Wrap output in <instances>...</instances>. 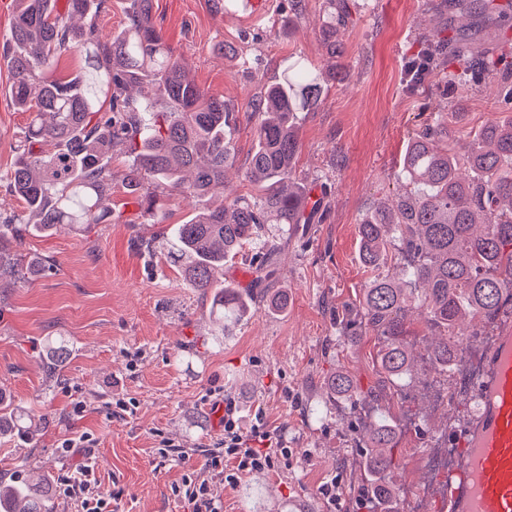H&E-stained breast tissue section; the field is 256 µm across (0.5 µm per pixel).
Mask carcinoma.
Segmentation results:
<instances>
[{
	"label": "carcinoma",
	"instance_id": "1",
	"mask_svg": "<svg viewBox=\"0 0 512 512\" xmlns=\"http://www.w3.org/2000/svg\"><path fill=\"white\" fill-rule=\"evenodd\" d=\"M13 25L3 43L12 76V101L29 113L17 159L7 175L23 210L0 224V277L27 281L31 265L19 248L27 228L53 232L112 223L103 205L112 195V152L130 155L124 185L142 191L143 213L156 216L158 194L206 197L224 190V174L234 164L232 113L185 76L184 66L152 20V0H132L124 27L102 35L96 19L107 0H14ZM320 30L327 54H342L338 34L351 18L349 0H327ZM454 10L470 20L473 32L448 47L438 33L425 38L420 56L405 75L418 88L433 75L448 79V55L462 64L464 92L480 88L499 60L477 42L480 33L512 18L493 0H457ZM85 58L67 79L49 76L69 52ZM321 74L299 68L266 85L251 103L258 115L256 143L246 178L260 196H236L216 209L203 208L172 233V249L184 259L183 274L202 295L214 294L211 314L219 325L238 321L246 310L241 294L218 285L213 270L250 244L264 224H311L318 209L306 210L307 192L293 181L299 151L297 113L318 105ZM499 98L510 114L482 125L466 145L465 167L457 160L465 113H437L408 142L402 161L401 193L388 206L367 212L358 225L360 258L378 271L359 305V321L342 327L345 336L362 329L380 340L376 362L387 378L409 367L406 321L418 310L426 324L445 336L429 356L451 363V339L471 316L495 322L512 305V67L500 72ZM152 190H143V183ZM402 265L385 270L388 254ZM275 248L255 269L273 275ZM70 355L60 340L47 350L52 381ZM333 398H352L349 376L338 372L328 383ZM370 457L357 477L376 503L398 493L386 480L394 428L361 422ZM28 439L37 426L0 400V436ZM51 477L37 483L0 477V512H51Z\"/></svg>",
	"mask_w": 512,
	"mask_h": 512
}]
</instances>
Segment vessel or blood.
<instances>
[{"instance_id":"obj_1","label":"vessel or blood","mask_w":512,"mask_h":512,"mask_svg":"<svg viewBox=\"0 0 512 512\" xmlns=\"http://www.w3.org/2000/svg\"><path fill=\"white\" fill-rule=\"evenodd\" d=\"M474 394L475 410L449 434L458 456L436 495L447 512H512V321L500 322Z\"/></svg>"}]
</instances>
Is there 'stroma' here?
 <instances>
[{"label": "stroma", "mask_w": 512, "mask_h": 512, "mask_svg": "<svg viewBox=\"0 0 512 512\" xmlns=\"http://www.w3.org/2000/svg\"><path fill=\"white\" fill-rule=\"evenodd\" d=\"M292 14L288 0H266L253 15L248 0H152V16L191 79L224 99L235 118V162L228 191L250 196L245 176L255 144L251 101L263 85L302 63L336 66L345 81L329 82L321 102L300 113L294 177L309 196L322 197L323 221L264 225L259 237L217 280L254 293L252 264L268 245L279 249L271 292H286L285 312L254 303L240 321L217 328L210 299L189 288L171 252L169 232L191 218L203 199L164 196L156 216L142 215L122 178L130 159L114 154L108 202L115 218L81 231L27 234L21 247L48 263L28 282L0 278V398L33 411V440L0 439V475L61 481L84 457L95 462L96 491L112 512H188L184 478L205 456L224 452V407H235L242 430L263 413L267 430L292 451L288 465L241 476L224 486L223 512H327L319 494L337 478L340 512H372L351 487L362 462L358 419L395 426L389 472L399 488L397 512H437L418 464L433 442L446 440L472 411L470 384L458 368L430 361L432 337L420 316H409L413 354L408 374L381 387L372 330L341 333L338 316L358 306L374 273L359 254L358 224L370 207L391 202L399 189L405 147L437 112L463 108L466 124H484L500 111L489 78L459 97L433 78L404 90L409 58L438 31L456 25L440 0H350L344 52L330 58L319 28L327 0H304ZM11 73L0 61V216L22 203L3 182L17 156L28 113L11 103ZM74 350L56 382L43 363L49 342ZM352 379L356 399L334 401L326 386L336 372ZM381 396H374V389ZM82 412H74V405ZM82 444L63 455L65 439Z\"/></svg>", "instance_id": "1"}]
</instances>
